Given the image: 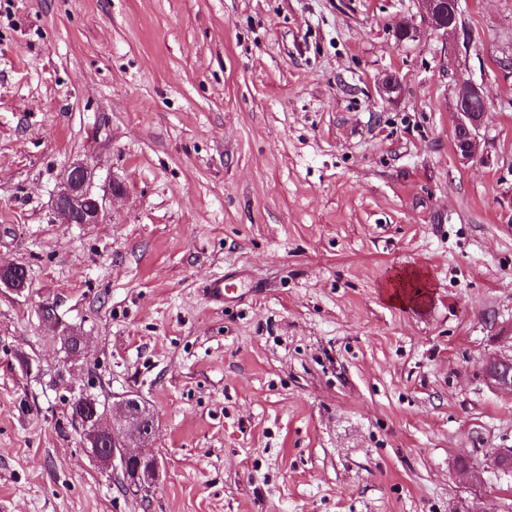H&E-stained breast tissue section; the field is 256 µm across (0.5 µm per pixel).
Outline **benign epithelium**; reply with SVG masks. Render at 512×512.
Here are the masks:
<instances>
[{
    "label": "benign epithelium",
    "instance_id": "1",
    "mask_svg": "<svg viewBox=\"0 0 512 512\" xmlns=\"http://www.w3.org/2000/svg\"><path fill=\"white\" fill-rule=\"evenodd\" d=\"M420 15L427 26L445 36L456 34L459 0H418ZM484 97L483 87L463 80L455 97L454 153L461 163L477 157V140L485 113L474 112L470 103ZM94 168L85 161H75L62 172L52 199V210L59 224H101L105 219V201L93 191ZM0 285L21 294L28 287V272L18 263L0 264ZM486 372L494 386L512 393V357L490 362ZM122 425L107 430L87 428L84 448L104 466L124 471L126 489L138 492L152 485L159 467L155 460L136 455L129 448L152 435L155 419L139 398H128L119 405Z\"/></svg>",
    "mask_w": 512,
    "mask_h": 512
}]
</instances>
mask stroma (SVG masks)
<instances>
[{"label":"stroma","instance_id":"1","mask_svg":"<svg viewBox=\"0 0 512 512\" xmlns=\"http://www.w3.org/2000/svg\"><path fill=\"white\" fill-rule=\"evenodd\" d=\"M459 24L417 0H0V263L30 277L0 288V512H512L487 464L512 393L485 374L512 356V0ZM462 80L487 96L465 165ZM75 160L104 223L53 220ZM80 390L154 411L155 485L88 456ZM418 3L424 24L437 31H442L443 35L447 37L456 34V24H458L456 19L460 13L459 0H418ZM447 14L449 15L448 21L446 20ZM0 285L21 294L28 287V272L18 263L0 264Z\"/></svg>","mask_w":512,"mask_h":512}]
</instances>
